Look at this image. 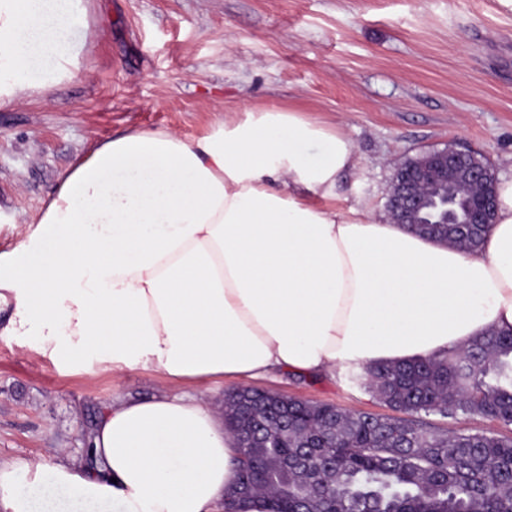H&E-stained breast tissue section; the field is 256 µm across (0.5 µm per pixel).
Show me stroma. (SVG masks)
I'll return each mask as SVG.
<instances>
[{
	"instance_id": "stroma-1",
	"label": "stroma",
	"mask_w": 512,
	"mask_h": 512,
	"mask_svg": "<svg viewBox=\"0 0 512 512\" xmlns=\"http://www.w3.org/2000/svg\"><path fill=\"white\" fill-rule=\"evenodd\" d=\"M294 108L340 129L358 166L342 208L376 220L397 167L453 146L512 177V11L497 0H89L74 77L0 107V250L19 244L64 175L133 129L202 134L227 112ZM257 389L345 411L392 410L350 371L281 374ZM150 372H64L0 338V460L52 467L113 395L149 397Z\"/></svg>"
}]
</instances>
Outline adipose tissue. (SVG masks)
<instances>
[{"label":"adipose tissue","mask_w":512,"mask_h":512,"mask_svg":"<svg viewBox=\"0 0 512 512\" xmlns=\"http://www.w3.org/2000/svg\"><path fill=\"white\" fill-rule=\"evenodd\" d=\"M88 3L0 0V107L80 70ZM357 164L337 127L277 106L193 138L131 131L78 161L0 253V337L166 388L104 405L97 467L0 461V512H223L239 450L204 385L329 376L512 330V178L466 251L338 208Z\"/></svg>","instance_id":"ef3b65f1"}]
</instances>
